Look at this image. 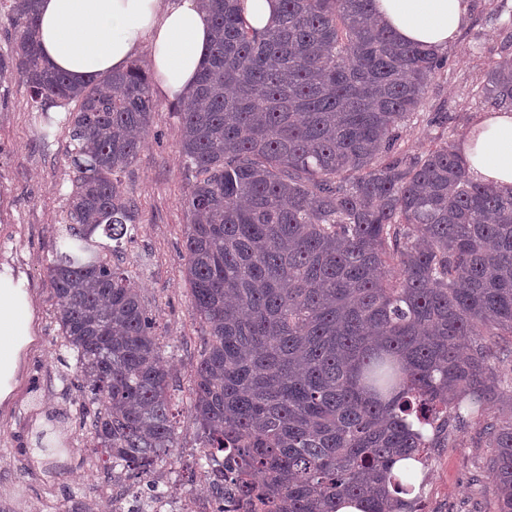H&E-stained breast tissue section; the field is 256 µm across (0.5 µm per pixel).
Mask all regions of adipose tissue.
I'll return each instance as SVG.
<instances>
[{
	"label": "adipose tissue",
	"mask_w": 512,
	"mask_h": 512,
	"mask_svg": "<svg viewBox=\"0 0 512 512\" xmlns=\"http://www.w3.org/2000/svg\"><path fill=\"white\" fill-rule=\"evenodd\" d=\"M375 14L400 40L438 51L467 20L466 0H375ZM39 48L46 64L76 85L124 70L149 43L161 97L175 100L195 87L212 29L200 0H38ZM469 172L483 183L512 186V113L487 112L460 144ZM28 277L0 262V416L23 386V366L38 336Z\"/></svg>",
	"instance_id": "obj_1"
}]
</instances>
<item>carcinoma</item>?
Listing matches in <instances>:
<instances>
[{"label": "carcinoma", "instance_id": "obj_1", "mask_svg": "<svg viewBox=\"0 0 512 512\" xmlns=\"http://www.w3.org/2000/svg\"><path fill=\"white\" fill-rule=\"evenodd\" d=\"M258 32L206 0L207 64L178 102L201 459L253 512H421L395 458L426 462L472 427L484 492L512 512V188L475 181L454 143L401 147L447 57L399 40L374 0H280ZM35 107L75 103L66 251L46 275L108 469L147 478L176 447L156 323L85 227L136 221L120 173L155 108L131 64L76 89L45 67L32 0H0ZM478 96L512 111V54ZM85 259L72 261L70 252Z\"/></svg>", "mask_w": 512, "mask_h": 512}]
</instances>
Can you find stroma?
Returning a JSON list of instances; mask_svg holds the SVG:
<instances>
[{
    "mask_svg": "<svg viewBox=\"0 0 512 512\" xmlns=\"http://www.w3.org/2000/svg\"><path fill=\"white\" fill-rule=\"evenodd\" d=\"M468 20L449 45L444 73L430 83L424 112L446 111L447 128L413 123L402 146L411 152L439 136L461 142L473 121L485 112L475 95L487 66L502 55L503 33L487 21L497 0H467ZM145 146L122 175L123 189L137 207V220L112 256L125 269L157 323L165 365L171 371L178 446L164 467L175 495L202 493L190 479L199 427L191 412L190 374L205 344L192 320L185 280L184 198L192 182L180 153L182 125L173 101L155 98ZM66 110L45 116L33 108L29 89L11 65L0 67V259H13L29 279L36 305L39 348L24 364V388L6 418L0 419V512H112V500L100 495L101 470L88 465L97 450L87 433L94 408L70 391L56 356L61 351L57 304L46 267L63 248L62 224L71 190ZM63 412L69 446L59 457L43 455L36 425L46 410ZM469 430L453 448L428 452L420 491L422 512H496L492 495L482 493L475 477L486 449Z\"/></svg>",
    "mask_w": 512,
    "mask_h": 512,
    "instance_id": "stroma-1",
    "label": "stroma"
}]
</instances>
